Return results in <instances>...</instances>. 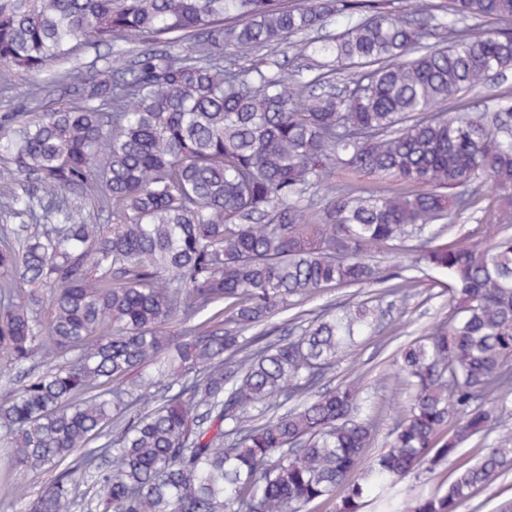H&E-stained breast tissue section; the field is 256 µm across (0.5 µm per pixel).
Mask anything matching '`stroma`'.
<instances>
[{
    "mask_svg": "<svg viewBox=\"0 0 512 512\" xmlns=\"http://www.w3.org/2000/svg\"><path fill=\"white\" fill-rule=\"evenodd\" d=\"M147 46L143 38L121 42L114 47L94 43L86 45L71 59L55 63L54 71H71L75 77L57 86L52 96L53 106L70 104L77 95L81 80L90 78L96 71L109 66L132 65L138 53ZM33 83V77L27 74L0 71V85L9 88L7 94H0V117L11 112L40 111V104L29 96ZM374 259L380 265L397 267L403 276L414 278L415 287L404 301H392L381 289L374 287L326 288L298 302L297 308L316 314L329 307L338 308L351 302L365 301L383 310V317L367 335L360 337L357 343L337 358L323 380L328 388L358 380L368 389L370 400L367 409L379 418V432L373 445L374 450L378 451L386 446L387 435L398 417L397 406L403 405L408 397L400 383L393 355L400 346L427 329L447 322L450 307L446 272L416 268L412 255L400 256L388 248L375 252ZM481 446V441H471L434 472H416L394 490V498L402 501L448 483L460 467L476 459ZM458 512H512V471L502 474L489 486L478 489L459 506Z\"/></svg>",
    "mask_w": 512,
    "mask_h": 512,
    "instance_id": "obj_1",
    "label": "stroma"
}]
</instances>
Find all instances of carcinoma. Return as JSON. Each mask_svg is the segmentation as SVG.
Masks as SVG:
<instances>
[{
	"label": "carcinoma",
	"mask_w": 512,
	"mask_h": 512,
	"mask_svg": "<svg viewBox=\"0 0 512 512\" xmlns=\"http://www.w3.org/2000/svg\"><path fill=\"white\" fill-rule=\"evenodd\" d=\"M333 16L347 19L336 37L305 39ZM141 35L167 50L0 122V178L35 183L0 201L27 218L0 225V452L64 467L24 512H302L340 486L338 512H361L487 435L512 394V210L472 245L445 237L486 191L512 205V92L454 106L512 70V0H420L413 19L380 0H0V66L45 75L37 94L84 42ZM289 37L335 75L359 69L352 87L314 94L275 60L219 53ZM95 183L106 233L72 200ZM414 237L448 273L452 312L400 350L413 393L371 457L363 388L316 385L374 308L317 314L294 339L247 332L294 297L386 284L370 253ZM511 468L501 438L389 512H457Z\"/></svg>",
	"instance_id": "carcinoma-1"
}]
</instances>
